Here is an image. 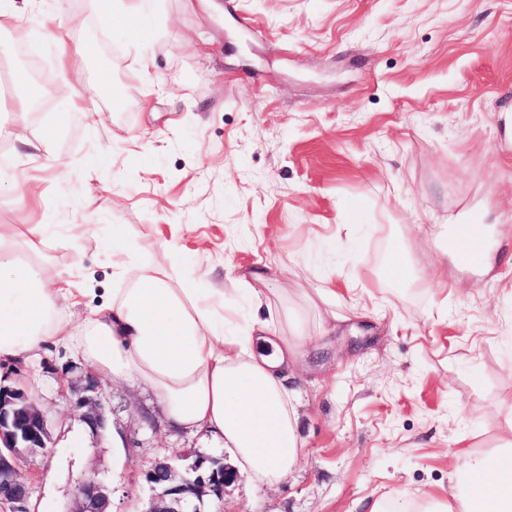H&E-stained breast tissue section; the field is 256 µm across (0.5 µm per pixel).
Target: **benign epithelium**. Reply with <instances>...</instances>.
Masks as SVG:
<instances>
[{
    "mask_svg": "<svg viewBox=\"0 0 512 512\" xmlns=\"http://www.w3.org/2000/svg\"><path fill=\"white\" fill-rule=\"evenodd\" d=\"M88 390L95 396L88 399L85 419L94 428H102L106 421L103 384L91 377ZM48 440L47 420L36 399L22 389L0 386V504L11 503L15 512H27L30 485L21 478L17 462L25 452L47 450ZM200 468L198 464L180 471L166 458L156 461L145 474L154 491L148 512H203L204 496L222 495L224 485L235 478L222 465L207 473ZM69 512H112V489L94 479L86 480L78 487Z\"/></svg>",
    "mask_w": 512,
    "mask_h": 512,
    "instance_id": "1",
    "label": "benign epithelium"
}]
</instances>
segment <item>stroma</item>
Masks as SVG:
<instances>
[{"label":"stroma","instance_id":"obj_1","mask_svg":"<svg viewBox=\"0 0 512 512\" xmlns=\"http://www.w3.org/2000/svg\"><path fill=\"white\" fill-rule=\"evenodd\" d=\"M102 2L0 16V123L28 137L0 138L15 181L0 227L21 241L44 225L52 268L91 289L76 323L111 302L112 250L130 240L144 268L216 282L280 259L273 285L316 339L292 383L303 454L274 487L238 476L206 512L447 494L457 437L489 450L512 417V0H159L145 35L106 25ZM49 31L90 48L60 65ZM72 90L95 96L102 126L63 111ZM23 93L39 102L21 115ZM455 223L488 235L480 265L436 242ZM406 243L415 287L383 276ZM327 286L344 323L323 337L303 295ZM0 384L49 421L48 450L19 467L34 512H69L89 477L113 512H148L156 460L232 463L209 434L167 429L149 392L108 384L106 422L131 445L118 454L84 420L87 367L66 348L0 360Z\"/></svg>","mask_w":512,"mask_h":512}]
</instances>
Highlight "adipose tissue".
Masks as SVG:
<instances>
[{
	"label": "adipose tissue",
	"instance_id": "obj_1",
	"mask_svg": "<svg viewBox=\"0 0 512 512\" xmlns=\"http://www.w3.org/2000/svg\"><path fill=\"white\" fill-rule=\"evenodd\" d=\"M43 237L42 225H29L23 257L0 232V358L34 363L48 344L64 346L102 381L149 389L171 427L211 433L254 483L275 485L298 465L299 402L288 380L306 354L304 338L273 333L257 318L239 324L226 312L231 296L256 308L283 299L270 285L272 262L199 288L173 267L137 268L144 246L130 241L112 253L113 274L127 287L75 324L62 312L86 290L49 269ZM449 468L447 495L397 491L368 502L366 512H512V420L489 451L461 448Z\"/></svg>",
	"mask_w": 512,
	"mask_h": 512
}]
</instances>
